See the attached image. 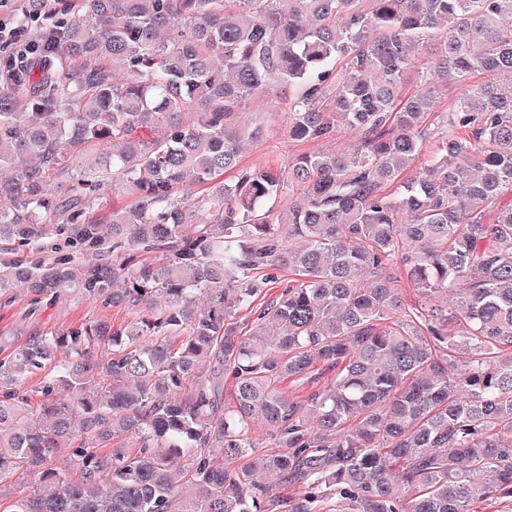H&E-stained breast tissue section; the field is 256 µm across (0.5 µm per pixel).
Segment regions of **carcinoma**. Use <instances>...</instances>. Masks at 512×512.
Here are the masks:
<instances>
[{"label": "carcinoma", "mask_w": 512, "mask_h": 512, "mask_svg": "<svg viewBox=\"0 0 512 512\" xmlns=\"http://www.w3.org/2000/svg\"><path fill=\"white\" fill-rule=\"evenodd\" d=\"M272 85L298 90L290 139L359 143L242 165ZM2 171L0 244L56 253L3 252L4 301L146 306L0 330V489L39 482L3 512H512V0H76L0 83ZM278 268L293 284L238 333ZM456 90L448 87V91L443 89L438 93L436 103L431 112H427L423 118L422 127L428 134L427 141L415 161V167L420 168L428 163L430 159L431 145L434 141L435 135L441 132V129L446 125L448 113L452 108V104L456 98ZM430 141V142H429ZM387 275L394 278L396 288L399 289L401 301L406 304H414L417 301V291L412 287L410 282L404 275V271L401 265L400 256H395L388 261L386 268L384 269Z\"/></svg>", "instance_id": "obj_1"}]
</instances>
